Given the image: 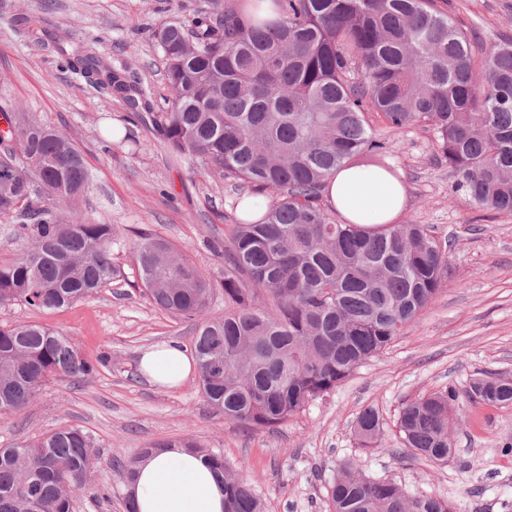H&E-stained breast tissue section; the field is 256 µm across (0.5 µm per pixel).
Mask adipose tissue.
Segmentation results:
<instances>
[{"mask_svg": "<svg viewBox=\"0 0 512 512\" xmlns=\"http://www.w3.org/2000/svg\"><path fill=\"white\" fill-rule=\"evenodd\" d=\"M325 202L347 224L400 223L407 208L404 181L374 167L353 165L327 181ZM141 373L156 385L175 387L196 369L194 358L177 342L146 350ZM138 512H224V484L200 454L181 447L165 448L136 465L127 489Z\"/></svg>", "mask_w": 512, "mask_h": 512, "instance_id": "1", "label": "adipose tissue"}]
</instances>
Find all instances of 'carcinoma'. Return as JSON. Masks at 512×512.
<instances>
[{
	"instance_id": "1",
	"label": "carcinoma",
	"mask_w": 512,
	"mask_h": 512,
	"mask_svg": "<svg viewBox=\"0 0 512 512\" xmlns=\"http://www.w3.org/2000/svg\"><path fill=\"white\" fill-rule=\"evenodd\" d=\"M436 0H275L262 19L245 0H204L155 32L171 106L112 61L77 48L59 66L107 96L126 99L174 153L220 179L268 196L258 220L230 219L224 240V316L208 313L212 284L164 238L140 235L134 259L150 299L195 322L192 347L207 402L251 429L281 425L336 388L413 323L449 274L447 246L422 224H341L325 180L343 165L387 171L388 134L431 128L454 177L450 192L512 213V41L477 62L468 35ZM387 132L375 130L371 114ZM0 217L30 249L0 265V306L53 311L112 281L116 227L75 209L89 173L71 139L16 108L0 114ZM97 371L79 344L41 324L0 325V414L28 406L50 380ZM473 405H512V376L486 374ZM453 389L405 403V447L448 462L462 421ZM376 407L357 417L364 448L381 443ZM223 474L224 512H263L224 458L181 443ZM94 443L75 426L0 448V512H72L88 484ZM329 512H453L437 495L410 496L346 464Z\"/></svg>"
}]
</instances>
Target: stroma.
Segmentation results:
<instances>
[{"mask_svg":"<svg viewBox=\"0 0 512 512\" xmlns=\"http://www.w3.org/2000/svg\"><path fill=\"white\" fill-rule=\"evenodd\" d=\"M202 0H0V109L36 113L68 135L84 156L90 180L78 203L94 224H113L119 275L90 299L51 312L21 304L0 308L1 323H39L78 342L98 365L87 381L51 382L22 412L0 415V445L34 440L62 426L89 434L96 456L74 512H126L127 483L118 459L157 441L189 439L223 455L247 478L265 512H327L328 490L353 464L407 494L447 498L454 512H512V406L466 405L447 463L414 457L397 420L403 404L448 388L464 389L480 372L512 374V214L451 197L448 165L431 129L409 126L393 136L388 158L407 186V224H423L449 246L450 274L412 324L342 384L310 402L287 423L250 430L224 418L204 398L200 379L160 388L139 370L141 353L168 341L190 346L193 321L172 316L143 294L133 261V230L165 238L214 288L213 317L224 313L226 219L245 188L175 158L167 144L133 123L117 97L79 87L58 66L59 48L82 47L110 57L128 79L150 90L157 110L172 91L164 79L154 28L189 15ZM470 35L475 57L512 40V0H448ZM36 21L18 26V14ZM383 418L382 445L361 447L354 425L365 407Z\"/></svg>","mask_w":512,"mask_h":512,"instance_id":"35a3bbf8","label":"stroma"}]
</instances>
